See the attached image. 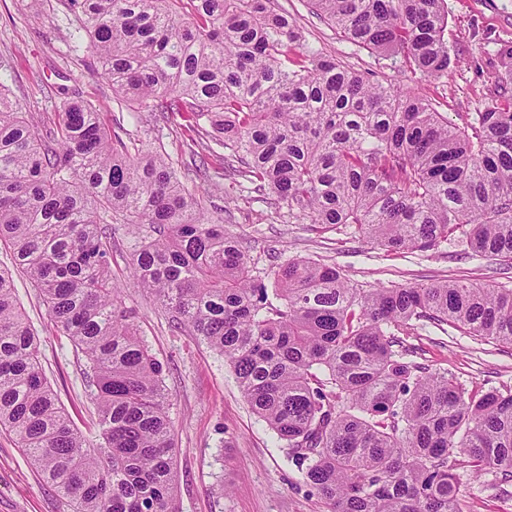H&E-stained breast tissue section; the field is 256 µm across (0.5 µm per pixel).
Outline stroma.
Listing matches in <instances>:
<instances>
[{
	"mask_svg": "<svg viewBox=\"0 0 512 512\" xmlns=\"http://www.w3.org/2000/svg\"><path fill=\"white\" fill-rule=\"evenodd\" d=\"M313 46L341 65L398 82L389 61L343 40L303 0H279ZM448 44L456 64L448 76L413 75L411 88L438 105L449 124H463L496 99L504 65L499 49L512 44V0H445ZM64 0H0V81L19 111L51 122L64 100L82 96L96 105L109 128L138 147H164L172 163L190 153L208 159L213 179L198 194L211 217L224 221L260 273L292 259L310 258L339 267L361 288L462 280L512 288V264L490 261L451 242L426 251L390 253L345 226L324 232L289 223L246 186L218 175L205 147L194 146L185 122L134 118L135 106L94 76L97 64L74 35ZM139 244L127 225L115 227L112 271L124 280V305L141 337L166 367L165 388L175 445L179 512H324L317 497L296 486L273 433L252 413L232 367L196 336L173 330L169 314L145 288L126 280V262ZM21 309L41 340L48 382L73 425L93 429L95 406L84 378V358L51 322L36 289L14 273ZM415 362L448 372L466 389L512 391V346L427 326L407 337ZM464 512H512V482L460 470ZM0 512H68L62 497L39 476L13 438L0 431Z\"/></svg>",
	"mask_w": 512,
	"mask_h": 512,
	"instance_id": "1",
	"label": "stroma"
}]
</instances>
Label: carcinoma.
I'll use <instances>...</instances> for the list:
<instances>
[{
  "label": "carcinoma",
  "instance_id": "carcinoma-1",
  "mask_svg": "<svg viewBox=\"0 0 512 512\" xmlns=\"http://www.w3.org/2000/svg\"><path fill=\"white\" fill-rule=\"evenodd\" d=\"M194 4L192 15L183 2ZM400 73L453 64L445 0H307ZM99 76L158 121L224 149L288 223L339 224L391 251L458 240L512 261V87L450 126L436 104L311 45L278 0H67ZM137 227L128 267L230 363L297 483L327 512H464L455 470L512 481V390L468 391L409 359L425 324L512 345V288L446 280L371 289L293 259L274 287L206 215L160 149L130 152L96 108L49 126L0 82V244L86 361L98 433L77 430L0 270V429L72 512H177L164 365L112 272V221Z\"/></svg>",
  "mask_w": 512,
  "mask_h": 512
}]
</instances>
